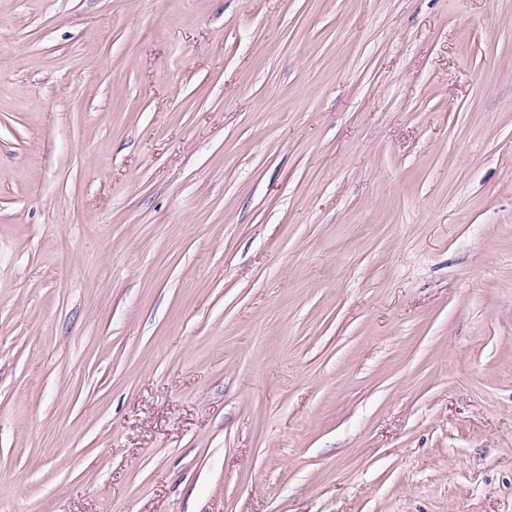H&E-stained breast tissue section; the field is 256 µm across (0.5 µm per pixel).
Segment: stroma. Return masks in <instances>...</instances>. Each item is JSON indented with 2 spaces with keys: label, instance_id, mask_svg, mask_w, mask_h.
Listing matches in <instances>:
<instances>
[{
  "label": "stroma",
  "instance_id": "35a3bbf8",
  "mask_svg": "<svg viewBox=\"0 0 512 512\" xmlns=\"http://www.w3.org/2000/svg\"><path fill=\"white\" fill-rule=\"evenodd\" d=\"M0 512H512V0H0Z\"/></svg>",
  "mask_w": 512,
  "mask_h": 512
}]
</instances>
